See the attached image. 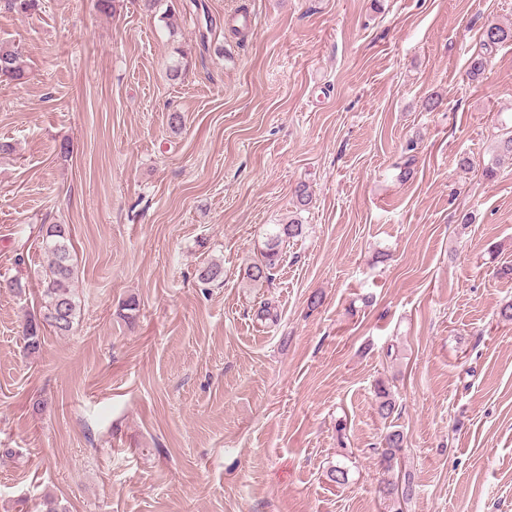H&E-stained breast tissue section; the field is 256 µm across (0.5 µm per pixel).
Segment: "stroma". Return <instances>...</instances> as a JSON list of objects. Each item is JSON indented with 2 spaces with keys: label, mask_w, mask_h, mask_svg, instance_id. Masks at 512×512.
Listing matches in <instances>:
<instances>
[{
  "label": "stroma",
  "mask_w": 512,
  "mask_h": 512,
  "mask_svg": "<svg viewBox=\"0 0 512 512\" xmlns=\"http://www.w3.org/2000/svg\"><path fill=\"white\" fill-rule=\"evenodd\" d=\"M202 2L0 0L27 65L0 78V512H392L393 426L402 512H512V41L467 75L512 0ZM44 224L69 228L81 314L31 355ZM303 234V224L296 220H289L288 224H273L267 233L262 249V260L248 267L247 279L254 285L271 284L275 271L282 258V245L287 240L300 237ZM404 441L403 432L397 429L388 431L382 438L380 447L376 450L383 473L393 470L397 452L404 447Z\"/></svg>",
  "instance_id": "obj_1"
}]
</instances>
